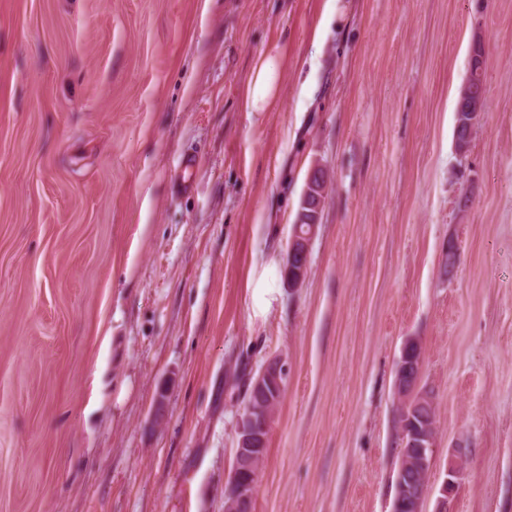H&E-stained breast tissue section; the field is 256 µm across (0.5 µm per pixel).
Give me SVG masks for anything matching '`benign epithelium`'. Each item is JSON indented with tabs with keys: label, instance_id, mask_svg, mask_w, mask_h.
<instances>
[{
	"label": "benign epithelium",
	"instance_id": "7a95c632",
	"mask_svg": "<svg viewBox=\"0 0 512 512\" xmlns=\"http://www.w3.org/2000/svg\"><path fill=\"white\" fill-rule=\"evenodd\" d=\"M309 236L293 231L290 240L291 270L296 286H301L308 274ZM421 342L410 338L405 341L398 360L396 388L398 395L411 409H428L434 404L429 393L418 389V377L411 376L408 352ZM288 367L280 358L267 360L258 370L253 384L254 401L241 414L236 422V447L229 481L234 489L230 512H253L255 478L257 465L263 458L268 432L267 407L278 396L276 388L284 385ZM410 457L397 474L395 482V505L409 512H422L424 495L428 488V473L433 457V439L429 436V426L417 435ZM466 450L459 446L454 449L448 462L435 512H450L455 489L464 477Z\"/></svg>",
	"mask_w": 512,
	"mask_h": 512
}]
</instances>
